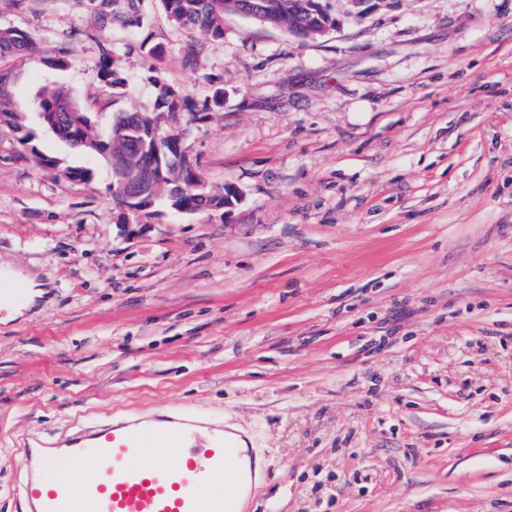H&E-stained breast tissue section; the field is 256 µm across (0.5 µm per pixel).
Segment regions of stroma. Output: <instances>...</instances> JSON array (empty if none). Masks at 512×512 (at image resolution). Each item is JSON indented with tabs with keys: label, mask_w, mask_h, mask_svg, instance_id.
<instances>
[{
	"label": "stroma",
	"mask_w": 512,
	"mask_h": 512,
	"mask_svg": "<svg viewBox=\"0 0 512 512\" xmlns=\"http://www.w3.org/2000/svg\"><path fill=\"white\" fill-rule=\"evenodd\" d=\"M144 9L128 37L78 0H0V26L70 60L0 59L15 107L46 73L100 130L154 111L141 45H160L195 105L190 159L239 197L155 207L131 235L102 158L39 131L98 171L69 182L0 129V276L46 288L0 321V512H25L33 441L174 408L247 432L265 463L247 512H512V0H333L337 29L308 42ZM104 45L128 81L112 109L93 102Z\"/></svg>",
	"instance_id": "stroma-1"
}]
</instances>
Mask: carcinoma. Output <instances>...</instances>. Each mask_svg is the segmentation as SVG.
<instances>
[{"instance_id": "carcinoma-1", "label": "carcinoma", "mask_w": 512, "mask_h": 512, "mask_svg": "<svg viewBox=\"0 0 512 512\" xmlns=\"http://www.w3.org/2000/svg\"><path fill=\"white\" fill-rule=\"evenodd\" d=\"M86 5L87 14L94 25L113 26L122 30L140 28L145 20L142 0H120L110 9L102 8L105 0H80ZM178 27L191 32L200 31L214 40L224 38V16L236 11H245L247 0H157ZM274 25L288 31V2L290 0H267ZM150 60L149 70L156 90L157 111L184 112L191 109L189 101L174 86L160 76L157 63L163 57L159 45L142 44ZM40 53V47L29 33L12 26L0 27V59L13 57L24 59ZM100 76L104 95L99 100L101 107L113 105L114 97L125 85L124 78L115 68L112 47L101 48ZM16 74L0 69V128L7 129L15 141L23 146L43 169H61L62 176L69 181L89 183L98 177L89 167L60 166V159L40 151L34 145L35 136L29 122L17 114L13 94ZM38 111L43 126L69 141L77 151L107 155L113 181H125L143 188L144 198L156 203H165L190 211H221L224 209V189L207 186L194 188L199 183L191 170L176 159L179 129L158 122L156 117L139 118L133 114L118 120L110 130V138L102 134L90 121L75 97L65 88L47 83L38 91ZM160 155L162 171L155 182L147 180V165L150 157Z\"/></svg>"}]
</instances>
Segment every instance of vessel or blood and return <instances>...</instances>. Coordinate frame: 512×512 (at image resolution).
<instances>
[{
    "label": "vessel or blood",
    "mask_w": 512,
    "mask_h": 512,
    "mask_svg": "<svg viewBox=\"0 0 512 512\" xmlns=\"http://www.w3.org/2000/svg\"><path fill=\"white\" fill-rule=\"evenodd\" d=\"M18 465L26 512H245L258 470L223 422L184 412L106 422Z\"/></svg>",
    "instance_id": "b4317fda"
}]
</instances>
